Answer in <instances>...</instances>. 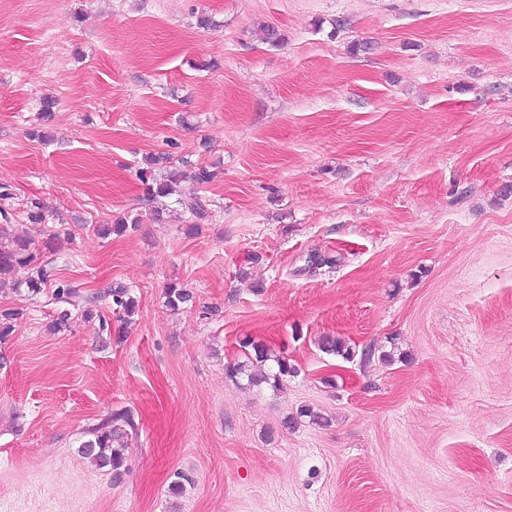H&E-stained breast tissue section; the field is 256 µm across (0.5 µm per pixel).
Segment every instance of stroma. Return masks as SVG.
<instances>
[{
	"label": "stroma",
	"instance_id": "35a3bbf8",
	"mask_svg": "<svg viewBox=\"0 0 512 512\" xmlns=\"http://www.w3.org/2000/svg\"><path fill=\"white\" fill-rule=\"evenodd\" d=\"M508 187L512 0H0V209L50 274L0 286V512H512ZM247 338L283 391L226 376ZM119 410L117 480L79 444ZM152 167L140 168L139 169V178L143 185H145V189L147 195L151 200L157 204L153 210V218L155 220L160 221L163 219L164 211L167 210L166 204L163 203V200L168 198L172 194V187L168 181H158L152 175ZM160 205V206H159Z\"/></svg>",
	"mask_w": 512,
	"mask_h": 512
}]
</instances>
